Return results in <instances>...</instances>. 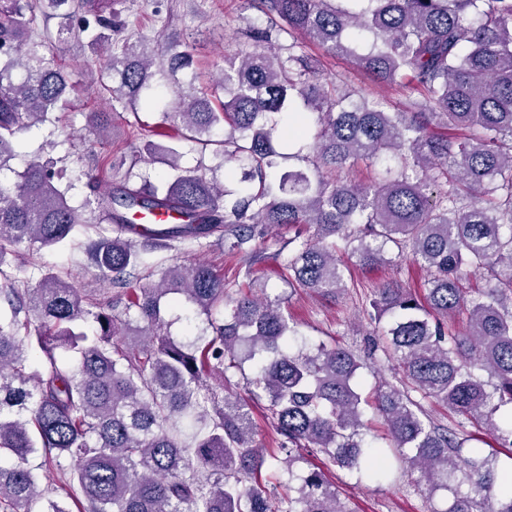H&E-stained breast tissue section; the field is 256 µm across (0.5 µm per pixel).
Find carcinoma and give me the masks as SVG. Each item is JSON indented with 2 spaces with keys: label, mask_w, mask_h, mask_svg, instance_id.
<instances>
[{
  "label": "carcinoma",
  "mask_w": 512,
  "mask_h": 512,
  "mask_svg": "<svg viewBox=\"0 0 512 512\" xmlns=\"http://www.w3.org/2000/svg\"><path fill=\"white\" fill-rule=\"evenodd\" d=\"M250 2L267 25L198 86L191 45L130 42L116 0H0V171L18 135L74 91L57 60L72 29L110 46L98 94L161 108L184 139L233 163L221 185L149 141L170 170L161 185L129 170L102 192L88 172L78 206L50 158L0 183V457L13 459L0 464V512H351L322 469L294 471L303 448L359 480H388L395 463L419 473L430 512H512L497 455L466 447L413 397L488 429L512 459V416L497 420L512 405V0ZM38 9L60 16L55 38L32 37ZM301 39L418 97L386 109L340 87L297 51ZM111 125L92 112L88 136L103 142ZM360 162L377 169L368 183L350 178ZM158 209L183 223L127 234L132 213ZM281 225L295 229L282 263L291 289L332 300L347 288L344 257L374 267L394 249L427 270L424 299L388 283L371 303L370 320L389 317L372 351L397 383L362 397L366 360L298 342L285 296L250 277L252 242ZM89 229L88 268L109 287L77 288L31 259ZM209 238L245 261L247 290L230 293L203 261L156 271L143 259ZM476 275L485 285L469 297ZM176 305L202 318L195 335L163 332ZM460 314L464 333L447 323ZM246 364L275 448L256 445L245 400L207 383Z\"/></svg>",
  "instance_id": "1"
}]
</instances>
